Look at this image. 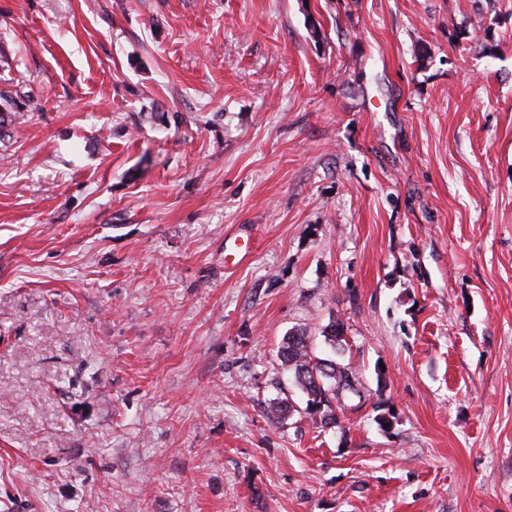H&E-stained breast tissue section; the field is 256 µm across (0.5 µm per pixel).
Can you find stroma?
Segmentation results:
<instances>
[{
  "instance_id": "1",
  "label": "stroma",
  "mask_w": 512,
  "mask_h": 512,
  "mask_svg": "<svg viewBox=\"0 0 512 512\" xmlns=\"http://www.w3.org/2000/svg\"><path fill=\"white\" fill-rule=\"evenodd\" d=\"M19 74L0 512H512V0H0ZM278 357L305 398L304 413L318 415L322 428L336 426V411L342 410L350 396L361 397L356 367L351 362L317 356L304 329L288 331Z\"/></svg>"
}]
</instances>
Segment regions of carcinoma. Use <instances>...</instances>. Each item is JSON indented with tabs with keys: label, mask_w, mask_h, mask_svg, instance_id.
<instances>
[{
	"label": "carcinoma",
	"mask_w": 512,
	"mask_h": 512,
	"mask_svg": "<svg viewBox=\"0 0 512 512\" xmlns=\"http://www.w3.org/2000/svg\"><path fill=\"white\" fill-rule=\"evenodd\" d=\"M322 337L333 350L342 346L343 323L330 321L322 330ZM278 357L305 398L304 413L318 416L323 428L336 426V411L345 406V400L361 396L356 367L333 357L317 356L304 329L291 330L283 337ZM266 411L268 415L281 419L292 416L298 407L285 397L273 400Z\"/></svg>",
	"instance_id": "obj_1"
}]
</instances>
